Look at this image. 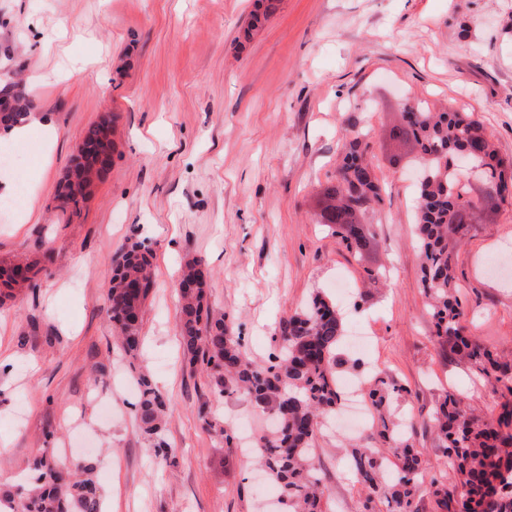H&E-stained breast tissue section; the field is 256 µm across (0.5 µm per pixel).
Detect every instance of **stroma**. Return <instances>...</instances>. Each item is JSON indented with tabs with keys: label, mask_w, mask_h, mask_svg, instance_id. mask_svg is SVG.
I'll return each mask as SVG.
<instances>
[{
	"label": "stroma",
	"mask_w": 512,
	"mask_h": 512,
	"mask_svg": "<svg viewBox=\"0 0 512 512\" xmlns=\"http://www.w3.org/2000/svg\"><path fill=\"white\" fill-rule=\"evenodd\" d=\"M254 0H0V43L22 45L26 89L50 115L53 145L29 144L35 174L27 223L0 211V262L51 251L33 287L0 306V484L23 491L36 457L93 469L104 512H261L275 486L243 438L266 434L270 413L219 397L190 368L178 337L175 285L202 261L207 299L258 361L276 349L281 317L314 294L334 299L339 346L405 391L424 472L456 475L424 428L439 396L476 414L498 410L500 387L451 359L433 322L414 251L418 170L413 143L394 140L409 102L477 112L512 158V0H281L242 39ZM111 115L112 167L78 211L58 185L87 129ZM360 136L386 191L348 251L319 222L337 178V147ZM140 241L155 287L143 342L127 356L104 310L111 261ZM512 204L483 212L456 257L470 336L512 356V281L487 273L512 262ZM149 376L170 411L162 436L174 463L139 430L136 380ZM232 442H225V434ZM337 415L312 452L327 486L325 512H360Z\"/></svg>",
	"instance_id": "1"
}]
</instances>
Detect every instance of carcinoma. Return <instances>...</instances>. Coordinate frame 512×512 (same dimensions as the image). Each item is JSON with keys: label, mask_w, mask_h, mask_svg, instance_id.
Returning a JSON list of instances; mask_svg holds the SVG:
<instances>
[{"label": "carcinoma", "mask_w": 512, "mask_h": 512, "mask_svg": "<svg viewBox=\"0 0 512 512\" xmlns=\"http://www.w3.org/2000/svg\"><path fill=\"white\" fill-rule=\"evenodd\" d=\"M33 109L21 81L0 79V131L27 120ZM392 133L413 139L426 166L417 195L416 247L435 338L502 387L499 412L487 418L471 414L451 391L436 402L433 433L443 448L446 467L459 476L452 484L431 480L436 512H512V363L464 333L469 310L460 298L454 258L455 248L470 237L473 220L463 205L465 189L459 173L450 164L451 158L479 147L483 157L476 163L490 160L487 193L504 201L512 198V159L499 155L475 113L452 106L437 112L414 106L405 124ZM94 142L113 148L110 123L100 122L87 130L83 143ZM340 154L343 200L380 204L382 189L365 160L360 137L343 143ZM103 176L96 155L79 152L57 198L75 210L92 183ZM338 193L336 186L327 190L321 223L347 226V247L359 250L364 246V237L355 230L359 221L346 206L336 205ZM149 268L150 254L138 242L120 249L112 260L105 311L125 352L136 350L141 343V314L154 287ZM201 268L198 259L186 262L176 285L184 355L191 367L200 365L214 376L216 394L243 395L276 416V430L255 443L258 459L278 483L281 504L288 512H322L324 483L311 449L326 417L340 401L337 379L347 360L337 352L343 333L339 312L331 302L314 296L302 309L280 319L278 352L257 363L240 337L229 331L224 314L209 306ZM35 275L30 262L0 266V297L32 287ZM137 387L141 429L154 440L156 455L168 461L175 452L160 437L167 399L144 374L137 379ZM403 392V386L384 379L375 380L367 392L375 416L371 438L388 448L389 454L359 444L347 449L362 486L361 512H376L381 502L391 506V512H419L424 483L421 454L403 432L404 417L393 410ZM33 470L38 476L21 498L11 488L0 487V504L10 512H104L90 468L79 465L66 479L54 462L42 458Z\"/></svg>", "instance_id": "carcinoma-1"}]
</instances>
